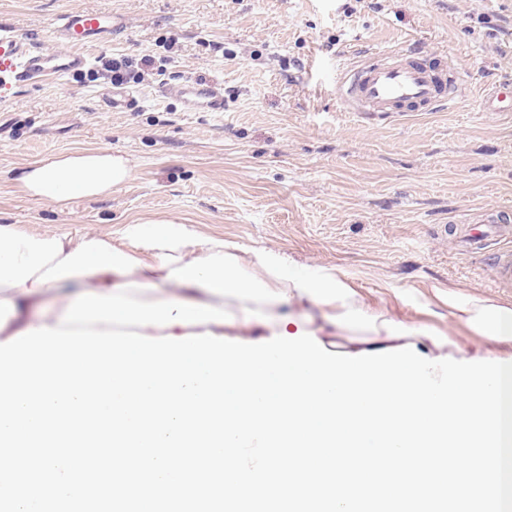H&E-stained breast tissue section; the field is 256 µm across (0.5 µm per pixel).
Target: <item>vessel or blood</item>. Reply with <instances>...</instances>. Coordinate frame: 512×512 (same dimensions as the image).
<instances>
[{
	"instance_id": "vessel-or-blood-1",
	"label": "vessel or blood",
	"mask_w": 512,
	"mask_h": 512,
	"mask_svg": "<svg viewBox=\"0 0 512 512\" xmlns=\"http://www.w3.org/2000/svg\"><path fill=\"white\" fill-rule=\"evenodd\" d=\"M124 28L121 15L112 11L72 10L56 16L46 44L29 45L12 27L0 25V97L24 82L62 79L82 71L92 46L111 42ZM336 90L345 111L363 117H407L455 105L463 91L453 69L432 63L426 54L404 50L381 51L360 67L338 65ZM183 111L220 112L224 95L218 84L188 80L177 90ZM108 111L136 107L131 91L115 85L102 94ZM512 241V226L497 219L472 225L463 239L467 252L489 249L492 242Z\"/></svg>"
}]
</instances>
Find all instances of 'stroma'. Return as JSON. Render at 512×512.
Masks as SVG:
<instances>
[{"mask_svg": "<svg viewBox=\"0 0 512 512\" xmlns=\"http://www.w3.org/2000/svg\"><path fill=\"white\" fill-rule=\"evenodd\" d=\"M121 13L91 69L123 56L151 65L138 105L106 112V76L89 71L17 86L0 97V223L30 233L112 232L171 216L199 232L331 265L367 300L402 298V319L444 329L438 289L512 303L489 256L463 252L461 228L512 210V121L480 99L512 81V0H0V24L34 46L75 10ZM419 49L447 57L457 104L408 119L343 111L336 63ZM224 89L220 112L183 111L175 87ZM106 148L132 179L67 211L23 195L15 175L47 155Z\"/></svg>", "mask_w": 512, "mask_h": 512, "instance_id": "1", "label": "stroma"}]
</instances>
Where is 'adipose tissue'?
<instances>
[{
	"label": "adipose tissue",
	"mask_w": 512,
	"mask_h": 512,
	"mask_svg": "<svg viewBox=\"0 0 512 512\" xmlns=\"http://www.w3.org/2000/svg\"><path fill=\"white\" fill-rule=\"evenodd\" d=\"M128 157L108 149L53 154L24 166L16 183L33 200L64 211L78 198L99 199L127 183ZM108 233L31 234L0 223V342L40 326L56 327L75 297L114 286L147 284L141 301L178 299L230 311L238 339L305 330L373 351L415 344L464 355V337L494 343L512 356V304L477 293L448 292V327L398 318L371 304L335 266L298 269L275 250L200 234L178 218H140Z\"/></svg>",
	"instance_id": "adipose-tissue-1"
}]
</instances>
